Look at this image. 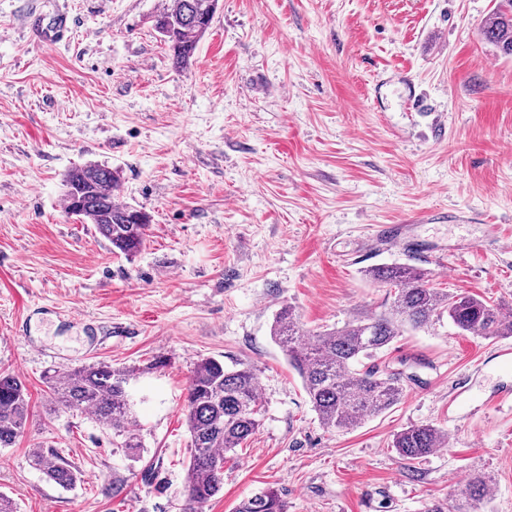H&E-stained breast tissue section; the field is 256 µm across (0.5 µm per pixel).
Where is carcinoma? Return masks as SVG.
Instances as JSON below:
<instances>
[{"mask_svg": "<svg viewBox=\"0 0 512 512\" xmlns=\"http://www.w3.org/2000/svg\"><path fill=\"white\" fill-rule=\"evenodd\" d=\"M218 0H167L153 15L154 27L177 65H186L211 27ZM482 33L487 43L512 56V0H497ZM119 176L102 164L76 168L66 176L68 213L95 226L115 253L132 256L143 247L151 216L118 201ZM376 283L390 289L388 308L378 316L354 317L341 328L318 332L300 326L291 308L279 310L271 336L297 371L313 410L326 429L349 430L376 417L401 399L400 377L361 367L407 330H419L448 318L460 331L496 340L512 336V319L498 305L466 293L436 288L432 274L408 263L382 264L367 270ZM134 367L96 363L46 376L56 403L70 411L91 413L101 425L122 438L121 447H140L130 430L134 421L129 388ZM25 383L0 373V447L16 443L30 412ZM192 453L186 474L184 512H199L224 487V456L254 435L261 426L258 377L243 364L232 368L214 357L193 367L183 407ZM445 434L430 424L398 432L392 447L399 457L415 461L430 455ZM36 466L55 484L67 487L77 472L67 463L37 452ZM488 481L475 474L458 492L448 512H479ZM234 512H286L278 490L267 487L243 499Z\"/></svg>", "mask_w": 512, "mask_h": 512, "instance_id": "cac0c4a2", "label": "carcinoma"}]
</instances>
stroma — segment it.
<instances>
[{"label":"stroma","mask_w":512,"mask_h":512,"mask_svg":"<svg viewBox=\"0 0 512 512\" xmlns=\"http://www.w3.org/2000/svg\"><path fill=\"white\" fill-rule=\"evenodd\" d=\"M161 2L0 0V372L31 403L0 492L15 512H182L186 387L212 356L256 370L263 423L204 512L268 486L287 512H427L476 472L481 512H512V415L491 406L512 392V337L405 332L374 359L401 401L337 431L270 336L285 306L311 331L384 312L364 271L395 262L512 309V56L481 36L495 0H220L184 67L150 21ZM90 163L151 216L134 256L62 206ZM97 362L143 369L137 450L45 383ZM420 424L447 447L401 460L394 434ZM38 451L78 480L49 481Z\"/></svg>","instance_id":"1"}]
</instances>
